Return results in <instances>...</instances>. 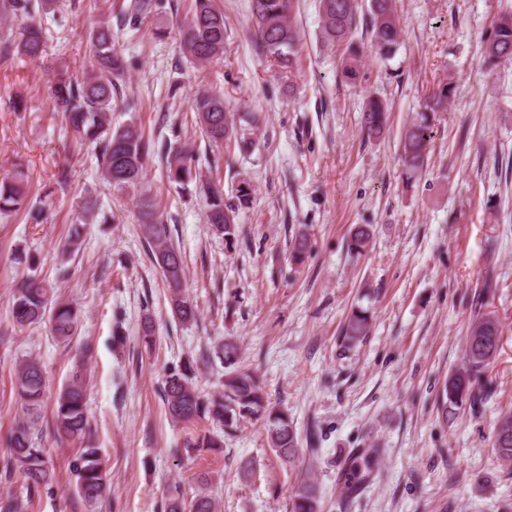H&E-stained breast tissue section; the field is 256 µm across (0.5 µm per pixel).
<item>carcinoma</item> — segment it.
<instances>
[{"mask_svg": "<svg viewBox=\"0 0 512 512\" xmlns=\"http://www.w3.org/2000/svg\"><path fill=\"white\" fill-rule=\"evenodd\" d=\"M192 17L183 28V54L192 63L203 65L224 55L226 24L224 12L212 0H194ZM161 7L160 0H131L120 13L125 26ZM59 0H0V16L26 17L19 37L0 46V56L16 53L36 58L44 45L43 30L32 19V13H55ZM294 0H251L254 52L273 62L285 72L297 64L300 30L293 16ZM321 38L323 43L345 46L349 61L343 77L354 83L360 77L359 62L366 51L382 59L395 55L402 37L396 0H320ZM365 23L369 42H359V23ZM95 62L90 70L74 78L61 75L50 82L49 93L55 106L66 118L72 137L79 144L94 147L100 178L109 189L136 190L141 186L150 161L166 162L170 181L179 185L195 182L196 192L203 199L205 216L213 233L233 240L236 236L237 213L248 207L251 186L241 181L231 200L224 199L223 190L203 181L193 173V157L173 147L171 139L159 141L146 136L134 124L112 127L109 114L118 106L119 77L127 70V62L112 40V27L100 26L92 32ZM503 61H512V13L503 14L486 39L484 62L494 68ZM455 87L442 81L433 87L424 110L405 128L401 139V160L404 174L411 179L426 166L432 139L435 114L448 108ZM194 111L207 138L229 141L237 135L233 113L224 108V98L215 93H202L194 100ZM390 120L388 105L369 98L362 113V131L367 138L382 135ZM27 190L23 172L0 179V212L11 213L25 204ZM145 221L141 233L151 258L159 266L170 291V307L182 323L196 320V309L183 294L185 264L182 252L171 237L170 225L152 210L150 199H141ZM371 236L366 225L350 234L348 251L359 254ZM10 327L0 328V344L9 343L18 328L49 323L55 339L67 345L78 330L79 310L72 302L53 292V287L36 276L21 281L13 298ZM370 330L369 318L363 310L348 316L343 340L348 344L361 341ZM502 333L494 317L483 314L472 319L468 327L464 367L451 374L438 392L443 415L462 407L475 408L481 400L472 388V379L495 356ZM223 369L221 389L210 392L196 381V361L189 358L173 365L165 374L161 397L171 422L187 424L208 421L214 430L191 436L185 443L187 455L199 456L224 447V439L233 438L241 425L250 420H263L270 448L280 461L293 466L299 460L301 442L288 410L271 405L256 375L238 365V348L231 340L214 352ZM90 373L85 357L74 364L69 382L57 392L51 419L40 425L41 409L46 397V376L43 365L35 358L22 362L15 372L14 391L23 416L16 421L8 437V453L0 456V476L21 481V495L0 496V512H31L33 500L50 491L55 479L53 467L41 447L39 434L47 432L56 439L80 445L69 468L76 478V491L90 512L102 502L107 488L101 449L94 446L87 417L86 379ZM493 448L503 460H512V413L500 416L494 424ZM165 512H218L219 502L208 493L188 499L181 489L169 488L164 497ZM291 512H321L320 500L313 485L300 484L291 503Z\"/></svg>", "mask_w": 512, "mask_h": 512, "instance_id": "obj_1", "label": "carcinoma"}]
</instances>
